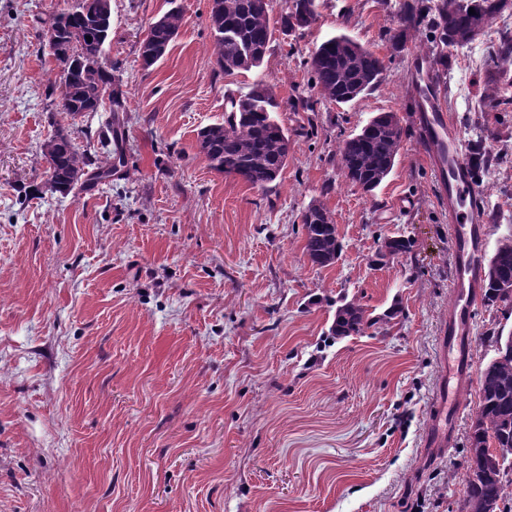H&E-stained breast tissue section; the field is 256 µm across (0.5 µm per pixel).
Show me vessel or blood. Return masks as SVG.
<instances>
[{
	"label": "vessel or blood",
	"mask_w": 512,
	"mask_h": 512,
	"mask_svg": "<svg viewBox=\"0 0 512 512\" xmlns=\"http://www.w3.org/2000/svg\"><path fill=\"white\" fill-rule=\"evenodd\" d=\"M418 101L420 144L436 168L448 198V222L453 228L456 301L448 314V376L461 380L468 365L470 334L469 303L482 286L485 225L480 192L468 173L467 157L461 150L451 116L440 104L433 82L414 83ZM454 412L443 400H435L427 427V441L434 448L446 447Z\"/></svg>",
	"instance_id": "vessel-or-blood-1"
}]
</instances>
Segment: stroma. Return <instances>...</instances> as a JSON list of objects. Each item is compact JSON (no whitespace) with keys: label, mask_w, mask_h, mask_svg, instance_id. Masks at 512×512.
Returning <instances> with one entry per match:
<instances>
[{"label":"stroma","mask_w":512,"mask_h":512,"mask_svg":"<svg viewBox=\"0 0 512 512\" xmlns=\"http://www.w3.org/2000/svg\"><path fill=\"white\" fill-rule=\"evenodd\" d=\"M75 0H0V512H460L488 333L512 313L471 310L470 369L447 447L426 443L442 387L441 342L454 301L448 208L414 116V54L386 41L398 0H316L306 29L274 31L262 65L220 73L209 0H111L105 57L125 100L124 166L111 182L43 192L40 146L55 128L98 149L106 112L72 117L49 97L54 62L34 16ZM179 7L167 54L143 70L149 24ZM344 34L384 61L377 86L347 104L297 107L307 60ZM494 43L479 36L435 67L460 144L479 117L512 139V104L486 112ZM272 85L288 163L269 192L210 168L197 133L224 120L225 96ZM404 129L391 175L373 193L338 166L344 139L377 113ZM512 232V149L483 180ZM322 199L342 252H304L301 214ZM415 243L378 258L384 239ZM359 301L377 324L330 336L337 306Z\"/></svg>","instance_id":"1"}]
</instances>
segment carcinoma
Returning a JSON list of instances; mask_svg holds the SVG:
<instances>
[{
	"label": "carcinoma",
	"instance_id": "cac0c4a2",
	"mask_svg": "<svg viewBox=\"0 0 512 512\" xmlns=\"http://www.w3.org/2000/svg\"><path fill=\"white\" fill-rule=\"evenodd\" d=\"M101 0H76L68 9L34 23L43 36L51 30L75 35L77 42L66 55L55 57L59 76L49 85L62 111L70 116L89 115L108 108L103 155L79 147L62 129L55 130L41 145L49 163L48 185L55 193H71L78 183L112 180V172L124 164L123 143L119 142L120 113L125 111L122 91L116 86L117 67L103 57L112 18L99 13ZM512 0H409L404 5L399 28L388 33L393 51L409 50L408 35L426 29L434 43L463 49L473 43ZM475 14H469V9ZM316 0H293L292 7L271 20L263 0H211L210 23L215 33L216 64L219 72L259 68L275 27L295 31L310 27L317 18ZM182 13L170 9L148 26L139 48L142 67L157 64L177 37ZM512 58V36L497 44L488 66L491 85L483 100L494 110L512 98L502 93L503 73L498 61ZM311 88L320 101L349 103L372 90L384 70L383 60L346 35L323 41L310 55ZM224 122L201 128L197 147L210 167L267 192L281 178L287 157L282 144L288 134L277 122L279 102L273 87L254 81L245 92L225 97ZM404 130L391 112L374 116L358 133L345 139L339 149V166L349 183L373 192L391 173L399 153ZM470 174L475 184L497 161V153L486 147L485 137L471 140L468 150ZM305 229L304 251L309 260L328 267L340 257L342 244L331 211L319 200L312 201L301 215ZM412 242L405 238L383 241L378 257L406 253ZM483 302L512 310V233L498 245L484 267ZM398 312L393 308L381 317L367 314L358 302L336 308L330 334L344 338L366 327L389 322ZM495 343L496 357L479 369L481 400L469 437L467 460L469 478L463 491L462 512H512V333L497 331L488 336Z\"/></svg>",
	"mask_w": 512,
	"mask_h": 512
}]
</instances>
